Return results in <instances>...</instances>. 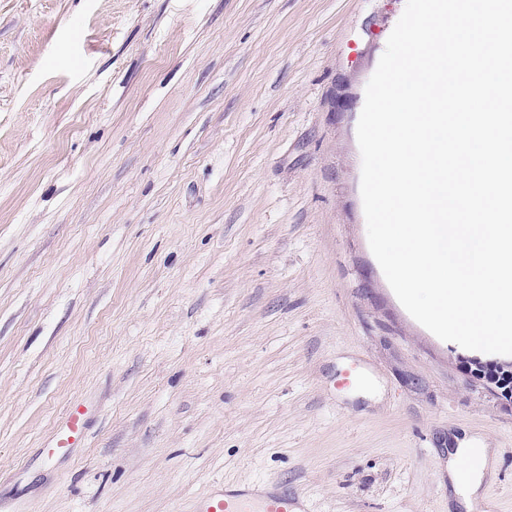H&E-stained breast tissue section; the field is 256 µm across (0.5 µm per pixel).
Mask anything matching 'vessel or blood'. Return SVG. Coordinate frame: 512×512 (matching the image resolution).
I'll return each mask as SVG.
<instances>
[{
	"label": "vessel or blood",
	"instance_id": "b4317fda",
	"mask_svg": "<svg viewBox=\"0 0 512 512\" xmlns=\"http://www.w3.org/2000/svg\"><path fill=\"white\" fill-rule=\"evenodd\" d=\"M88 409L79 404L67 410L48 443V454L64 457L85 439ZM194 512H304L302 498L294 493L263 485H219L199 498Z\"/></svg>",
	"mask_w": 512,
	"mask_h": 512
}]
</instances>
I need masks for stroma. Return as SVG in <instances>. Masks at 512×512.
<instances>
[{
  "instance_id": "obj_1",
  "label": "stroma",
  "mask_w": 512,
  "mask_h": 512,
  "mask_svg": "<svg viewBox=\"0 0 512 512\" xmlns=\"http://www.w3.org/2000/svg\"><path fill=\"white\" fill-rule=\"evenodd\" d=\"M406 0H0V512H512V399L373 256L357 123ZM89 441L44 461L66 407ZM495 452L468 504L448 450ZM295 493L263 485H219L199 498L194 512H305Z\"/></svg>"
}]
</instances>
